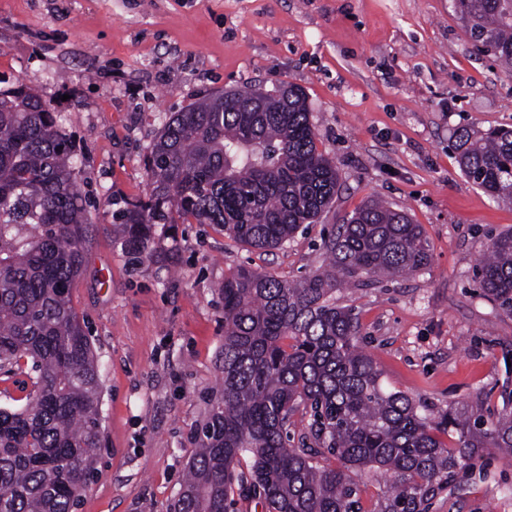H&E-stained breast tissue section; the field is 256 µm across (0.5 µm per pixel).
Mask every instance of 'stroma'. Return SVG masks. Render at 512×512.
Instances as JSON below:
<instances>
[{
	"label": "stroma",
	"mask_w": 512,
	"mask_h": 512,
	"mask_svg": "<svg viewBox=\"0 0 512 512\" xmlns=\"http://www.w3.org/2000/svg\"><path fill=\"white\" fill-rule=\"evenodd\" d=\"M1 73L49 100L95 226L71 300L100 367L101 442L76 512H169L221 389L225 275L300 280L325 262L323 229L373 199L420 224L431 253L416 275L336 290L383 387L436 412H512V317L475 278L512 204L469 182L453 147L460 127L512 126V74L451 0H0ZM254 83L305 92L340 176L330 212L267 252L159 225L160 259L132 263L112 226L145 194L150 142L189 103ZM487 471L429 512H512V457Z\"/></svg>",
	"instance_id": "1"
}]
</instances>
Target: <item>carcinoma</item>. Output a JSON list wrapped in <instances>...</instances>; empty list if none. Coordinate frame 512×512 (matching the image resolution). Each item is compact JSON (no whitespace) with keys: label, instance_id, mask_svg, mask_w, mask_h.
I'll return each instance as SVG.
<instances>
[{"label":"carcinoma","instance_id":"carcinoma-1","mask_svg":"<svg viewBox=\"0 0 512 512\" xmlns=\"http://www.w3.org/2000/svg\"><path fill=\"white\" fill-rule=\"evenodd\" d=\"M453 3L471 37L512 72V0ZM455 150L469 181L512 202V127H462ZM145 161L146 197L118 224L136 262L153 258L152 226L191 219L246 247L278 248L316 223L340 188L292 84L218 92L173 113ZM75 178L45 95L0 87V371L25 393L19 407L0 409V512H75L100 444V368L71 301L93 237ZM323 249L328 265L297 282L246 267L224 276L222 385L173 512H229L249 498L265 512H363L356 477L367 468L392 478L379 512H428L486 452L512 456V412L421 414L411 397L383 388L357 317L336 307L349 278L427 268L422 226L370 201ZM476 279L512 316V230L489 239ZM299 411L312 422L292 448ZM245 457L249 467L237 469Z\"/></svg>","mask_w":512,"mask_h":512}]
</instances>
